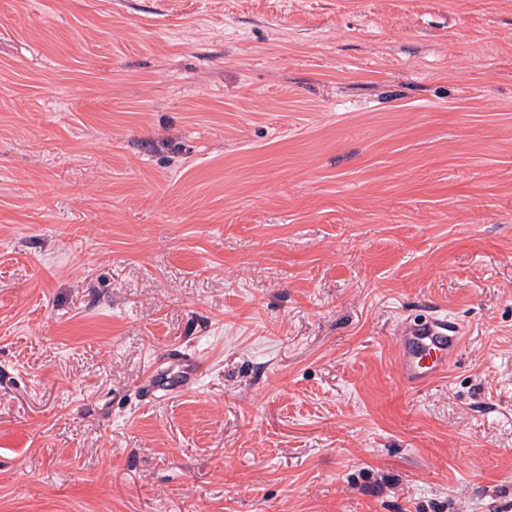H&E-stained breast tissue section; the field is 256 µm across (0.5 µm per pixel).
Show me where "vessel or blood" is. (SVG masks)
Listing matches in <instances>:
<instances>
[{"label":"vessel or blood","instance_id":"obj_1","mask_svg":"<svg viewBox=\"0 0 512 512\" xmlns=\"http://www.w3.org/2000/svg\"><path fill=\"white\" fill-rule=\"evenodd\" d=\"M463 340L462 325L445 316L432 313L401 323L395 341L396 365L402 383L415 389L446 374ZM169 359L167 369L151 365L142 387L146 398L173 396L197 385L203 368L196 357L176 352Z\"/></svg>","mask_w":512,"mask_h":512}]
</instances>
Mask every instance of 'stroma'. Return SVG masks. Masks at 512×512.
Masks as SVG:
<instances>
[{
	"label": "stroma",
	"mask_w": 512,
	"mask_h": 512,
	"mask_svg": "<svg viewBox=\"0 0 512 512\" xmlns=\"http://www.w3.org/2000/svg\"><path fill=\"white\" fill-rule=\"evenodd\" d=\"M0 512H512V0H0ZM434 312L405 320L396 329V365L407 388H418L446 374L463 343L462 324ZM170 359L166 370L160 371L161 362ZM201 363L193 355L176 351L155 360L142 387V395L151 400L180 394L197 385L202 374Z\"/></svg>",
	"instance_id": "obj_1"
}]
</instances>
